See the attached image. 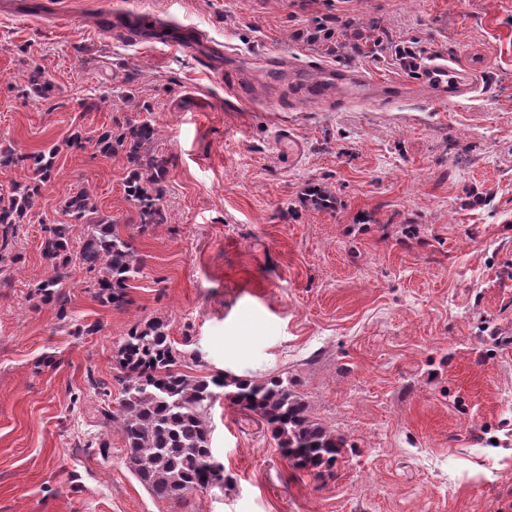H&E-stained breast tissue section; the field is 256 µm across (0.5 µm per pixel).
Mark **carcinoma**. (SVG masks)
Returning a JSON list of instances; mask_svg holds the SVG:
<instances>
[{"label":"carcinoma","instance_id":"cac0c4a2","mask_svg":"<svg viewBox=\"0 0 512 512\" xmlns=\"http://www.w3.org/2000/svg\"><path fill=\"white\" fill-rule=\"evenodd\" d=\"M158 136L149 122L129 123L105 130L96 140L100 152L122 154L131 168L125 192L138 215V228L149 231L164 222L162 210L165 161L147 155L146 146ZM57 145L26 157L35 174L33 181L0 193V257L12 253L22 221L32 210L42 187L51 179ZM67 224H52L43 257L49 275L35 285L42 302L61 300L69 268L84 270V288L116 310L133 304L131 282L143 274L138 258L121 225L93 220L95 198L81 188L64 202ZM85 226L78 246L73 230ZM60 320L72 336L92 335L93 324L60 311ZM117 381L121 385L115 408L102 409L104 428L120 431L127 465L138 482L154 498L179 505L188 497L224 484V467L214 461L210 447L208 414L224 389V399L257 417L276 442L282 455L299 470L320 474L331 471L343 456L345 440L315 420L306 402L288 380L271 376L263 380L191 375L183 370L185 356L178 350L162 320L132 326L113 344Z\"/></svg>","mask_w":512,"mask_h":512}]
</instances>
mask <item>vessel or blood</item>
<instances>
[{
  "mask_svg": "<svg viewBox=\"0 0 512 512\" xmlns=\"http://www.w3.org/2000/svg\"><path fill=\"white\" fill-rule=\"evenodd\" d=\"M128 29L142 38L158 42L166 43L172 39L171 34L154 24L145 13L130 15ZM323 72L335 76L337 87L350 100L364 98L379 85L378 79L362 70L338 73L327 66ZM416 74L417 86L429 91L432 100L453 103L473 92L478 87L480 78L486 77L487 71L480 65L468 66L439 57L420 64Z\"/></svg>",
  "mask_w": 512,
  "mask_h": 512,
  "instance_id": "vessel-or-blood-1",
  "label": "vessel or blood"
}]
</instances>
